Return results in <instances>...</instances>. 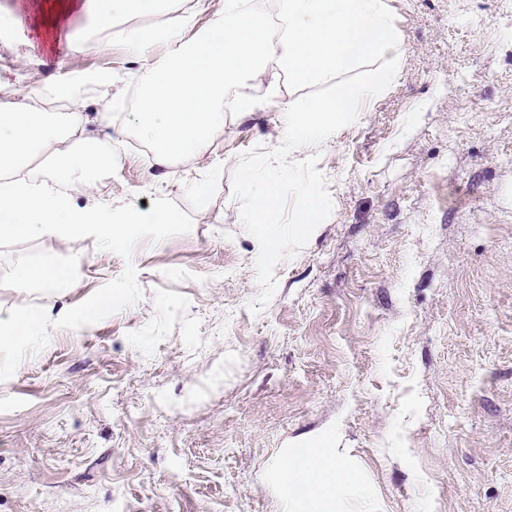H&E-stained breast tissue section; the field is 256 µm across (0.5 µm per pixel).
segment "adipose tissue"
<instances>
[{
  "mask_svg": "<svg viewBox=\"0 0 512 512\" xmlns=\"http://www.w3.org/2000/svg\"><path fill=\"white\" fill-rule=\"evenodd\" d=\"M176 0H93L103 33L91 44L100 55L122 45L139 64L141 98L129 125L152 148L151 165L163 167L183 155H202L224 132L223 106L252 116L255 102L245 94L248 80L271 74L270 96L281 82L297 87L329 86L328 95L284 103L279 135L294 147L335 138L392 82L402 58V38L386 0H276L280 33L269 39L267 15L245 0H225L206 30L192 32L195 12ZM152 9L157 25L113 30L114 20ZM370 66L361 82L346 73ZM72 111L41 112L31 105L0 107V239L81 237L92 234L106 246L127 247L143 224H174L163 203L150 209L128 206L119 214L96 201V173L108 162L99 139L85 132L80 97ZM242 188L251 204L240 215L260 246H268V226L277 222L278 192L256 189L251 172ZM86 197L84 206L74 203ZM23 287L52 290L69 281L71 269L45 259L13 270ZM44 311L0 316V348L18 349L40 339ZM282 512H345L347 502L373 512L372 492L336 448H307L277 463Z\"/></svg>",
  "mask_w": 512,
  "mask_h": 512,
  "instance_id": "obj_1",
  "label": "adipose tissue"
}]
</instances>
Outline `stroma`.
<instances>
[{"label": "stroma", "instance_id": "stroma-1", "mask_svg": "<svg viewBox=\"0 0 512 512\" xmlns=\"http://www.w3.org/2000/svg\"><path fill=\"white\" fill-rule=\"evenodd\" d=\"M0 0V101L39 89L64 112L76 76L88 132L111 140L103 207L163 202L131 248L93 236L0 240V312L39 311L17 262L73 263L37 351H0V512H282L273 465L334 446L375 512H512V0H388L403 38L392 84L336 138L271 168L279 103L326 95L251 80L203 157L150 168L127 131L140 97L122 46L88 48L73 0ZM71 41L51 49L55 30ZM110 111V123L96 122ZM219 172L197 198L186 176ZM277 183L316 230L258 248L241 172ZM307 203L305 209L300 213L293 224H303L299 228L302 235L309 234L311 230L320 222L322 213V202L318 194L313 191L305 190Z\"/></svg>", "mask_w": 512, "mask_h": 512}]
</instances>
